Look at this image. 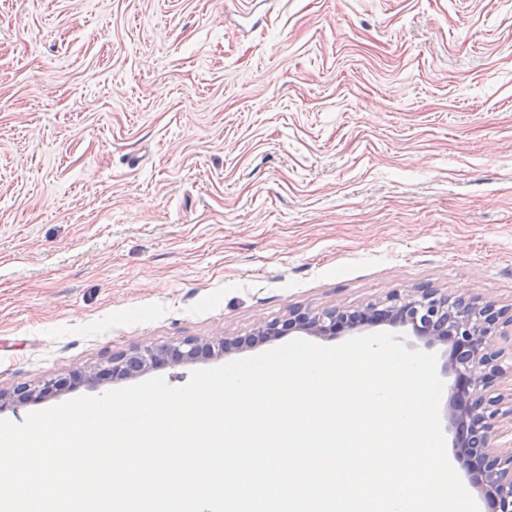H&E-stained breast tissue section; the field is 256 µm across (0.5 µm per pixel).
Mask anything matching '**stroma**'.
<instances>
[{"instance_id":"obj_1","label":"stroma","mask_w":512,"mask_h":512,"mask_svg":"<svg viewBox=\"0 0 512 512\" xmlns=\"http://www.w3.org/2000/svg\"><path fill=\"white\" fill-rule=\"evenodd\" d=\"M423 285L512 305V0H0L1 390Z\"/></svg>"}]
</instances>
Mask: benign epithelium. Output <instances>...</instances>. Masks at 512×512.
I'll return each mask as SVG.
<instances>
[{"label": "benign epithelium", "mask_w": 512, "mask_h": 512, "mask_svg": "<svg viewBox=\"0 0 512 512\" xmlns=\"http://www.w3.org/2000/svg\"><path fill=\"white\" fill-rule=\"evenodd\" d=\"M386 323L411 331L427 346L451 344L454 354L446 370L454 378L446 419L466 435L454 438L459 470L491 507V512H512V389L499 391L501 380L512 378V307L476 295L452 300L438 289L423 286L413 292H393L384 300L360 308L341 304L317 312L293 309L283 318L257 324L248 336L188 337L164 348L137 345L112 357L107 367L115 379H134L147 373L159 357L173 365L229 356L258 343L292 332L324 339L364 333ZM68 378L50 380L39 389L0 392V409L18 406L61 390Z\"/></svg>", "instance_id": "7a95c632"}]
</instances>
